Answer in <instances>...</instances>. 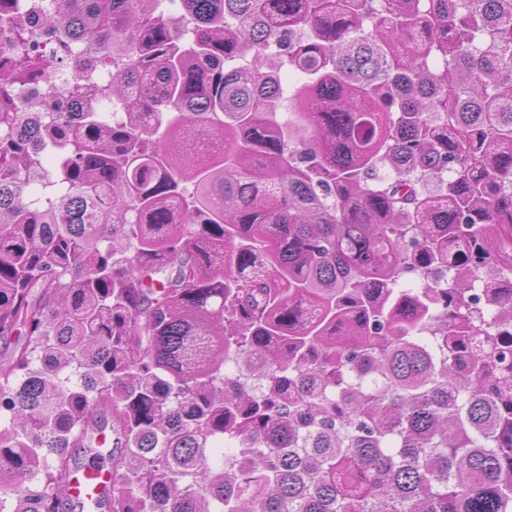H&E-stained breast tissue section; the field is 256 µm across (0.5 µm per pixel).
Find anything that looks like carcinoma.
Segmentation results:
<instances>
[{"instance_id": "obj_1", "label": "carcinoma", "mask_w": 512, "mask_h": 512, "mask_svg": "<svg viewBox=\"0 0 512 512\" xmlns=\"http://www.w3.org/2000/svg\"><path fill=\"white\" fill-rule=\"evenodd\" d=\"M182 2L0 0V512H512V0ZM31 20V33H32V45L40 55L44 56L48 61L52 60L57 54V45L43 37V20L45 18L38 17L34 12L30 15ZM94 47L88 44L75 46L68 55L67 70L70 82L81 77L92 60ZM102 466L103 461L100 459L95 465H82L69 490L70 497L88 502L100 496L109 481V474Z\"/></svg>"}]
</instances>
